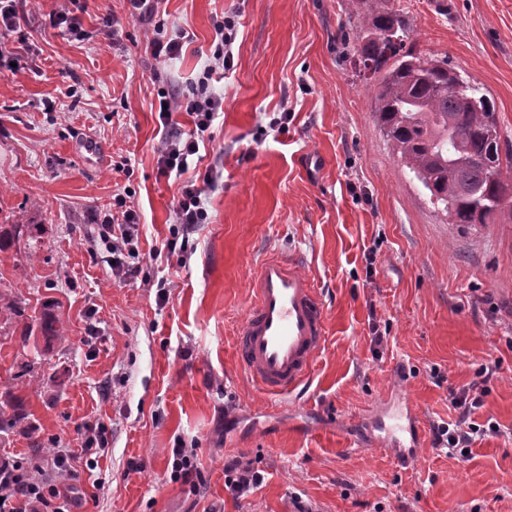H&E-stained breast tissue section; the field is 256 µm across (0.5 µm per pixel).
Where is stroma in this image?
Wrapping results in <instances>:
<instances>
[{"mask_svg": "<svg viewBox=\"0 0 512 512\" xmlns=\"http://www.w3.org/2000/svg\"><path fill=\"white\" fill-rule=\"evenodd\" d=\"M82 36L50 24L60 5ZM409 28L406 47L444 58L486 95L512 150V0H373ZM21 29L27 69L0 77V225L24 232L0 252V388L39 360L21 389L28 419L0 437V458L34 478L52 452L79 453L97 421L108 446L78 492L84 512H512V223H449L389 147L360 61L350 0H163L148 22L126 0H32ZM117 21L114 40L98 30ZM236 21L233 65L210 87L224 99L199 167L223 155L208 223L184 259L163 256L182 178L157 169L159 95L190 90ZM181 39L153 59L149 38ZM129 194L141 274L113 277L87 232ZM302 254L325 303L328 339L303 390L268 395L235 358L259 259ZM167 280L158 302L149 281ZM47 316L53 334L23 337ZM383 343H376V335ZM498 372L473 419L499 423L459 463L425 437L398 464L370 444L392 430L382 395L395 384L425 425L455 420L449 388ZM189 448L205 483L171 480ZM264 477L240 498L224 461ZM138 461L142 470L132 471Z\"/></svg>", "mask_w": 512, "mask_h": 512, "instance_id": "stroma-1", "label": "stroma"}]
</instances>
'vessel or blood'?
Here are the masks:
<instances>
[{"label": "vessel or blood", "mask_w": 512, "mask_h": 512, "mask_svg": "<svg viewBox=\"0 0 512 512\" xmlns=\"http://www.w3.org/2000/svg\"><path fill=\"white\" fill-rule=\"evenodd\" d=\"M300 255L261 260L250 277V304L238 330L236 355L248 379L264 392L292 394L310 377L327 340L324 303ZM399 433L391 452L411 460L424 436L416 411L394 397Z\"/></svg>", "instance_id": "b4317fda"}]
</instances>
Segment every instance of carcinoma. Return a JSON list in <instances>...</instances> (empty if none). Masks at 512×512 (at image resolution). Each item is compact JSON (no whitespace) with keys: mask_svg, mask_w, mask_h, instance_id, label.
Wrapping results in <instances>:
<instances>
[{"mask_svg":"<svg viewBox=\"0 0 512 512\" xmlns=\"http://www.w3.org/2000/svg\"><path fill=\"white\" fill-rule=\"evenodd\" d=\"M368 11L364 67L378 74L374 115L393 153L443 206L451 224L512 223V153L501 154L495 110L485 95L448 67L446 59H422L405 50L407 29L391 12L374 11L368 0H351ZM14 383L0 392V434L27 415L21 386L41 381L37 362L19 366Z\"/></svg>","mask_w":512,"mask_h":512,"instance_id":"obj_1","label":"carcinoma"}]
</instances>
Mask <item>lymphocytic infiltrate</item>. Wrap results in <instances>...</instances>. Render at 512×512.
<instances>
[{
  "label": "lymphocytic infiltrate",
  "instance_id": "obj_1",
  "mask_svg": "<svg viewBox=\"0 0 512 512\" xmlns=\"http://www.w3.org/2000/svg\"><path fill=\"white\" fill-rule=\"evenodd\" d=\"M27 0H0V73L11 67L25 69L24 55L3 46L6 36L18 31L20 21L26 14ZM217 47L211 64L204 69L191 92H183L178 85L170 87L161 95L164 105L159 118L165 134L157 149V165L164 175L185 176L180 195L175 204L174 222L182 237H189L196 227L206 223L208 214L203 195L206 189L214 187L220 177L221 160H214L201 180L188 178L192 157L200 150L199 143L210 128L214 115L223 107L221 98L209 89L210 80L217 70L230 68L232 44L235 40V22L224 19L215 26ZM183 112L192 119L193 127L185 131L172 120L173 113ZM118 212L104 216L95 224L91 234L93 241L103 245L113 262L112 274L122 279L136 278L141 272L139 216L128 205L123 195H116ZM450 403L457 410L454 423L434 426L433 436L436 447L447 449L449 456L458 462H468V450L475 438L499 433L497 423L477 424L472 419L475 409L483 404V389L473 382L468 387L450 392ZM70 454H57L54 464L58 478L51 482H35L23 476H13L10 482L0 481V512H27L28 508H38L39 512H76L79 503L72 495V488L81 479L80 471L73 464Z\"/></svg>",
  "mask_w": 512,
  "mask_h": 512
}]
</instances>
